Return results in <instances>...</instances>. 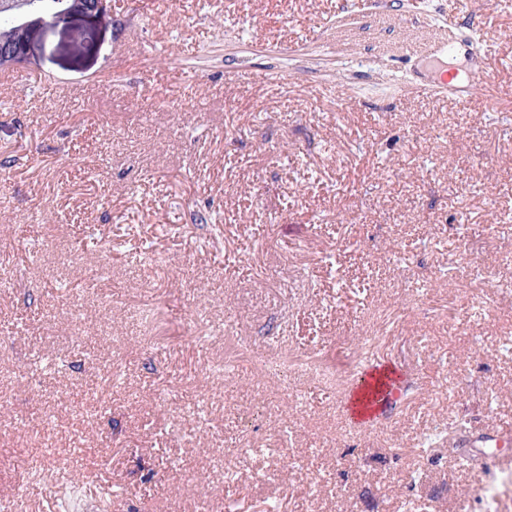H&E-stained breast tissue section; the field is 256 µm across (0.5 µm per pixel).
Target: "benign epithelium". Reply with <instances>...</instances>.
<instances>
[{"label": "benign epithelium", "instance_id": "obj_1", "mask_svg": "<svg viewBox=\"0 0 512 512\" xmlns=\"http://www.w3.org/2000/svg\"><path fill=\"white\" fill-rule=\"evenodd\" d=\"M106 2L107 0H57V11L47 18L41 11L38 0H17L19 10L14 15V22L26 33L27 38L16 48H0V62L5 66L24 62L29 55L31 36L37 26H54L75 16H99L106 11Z\"/></svg>", "mask_w": 512, "mask_h": 512}]
</instances>
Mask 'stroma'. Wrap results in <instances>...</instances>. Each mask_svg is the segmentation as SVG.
Returning a JSON list of instances; mask_svg holds the SVG:
<instances>
[{"label": "stroma", "mask_w": 512, "mask_h": 512, "mask_svg": "<svg viewBox=\"0 0 512 512\" xmlns=\"http://www.w3.org/2000/svg\"><path fill=\"white\" fill-rule=\"evenodd\" d=\"M1 250L0 512H512L454 460L512 431V0L69 19L0 78ZM228 335L350 368L216 376ZM371 372L368 369H363L360 372V378H363L362 383L357 384L353 394V401L359 398L357 407L362 410V417L368 416L379 404V395L375 394V386L377 379L371 377ZM352 401V402H353Z\"/></svg>", "instance_id": "stroma-1"}]
</instances>
